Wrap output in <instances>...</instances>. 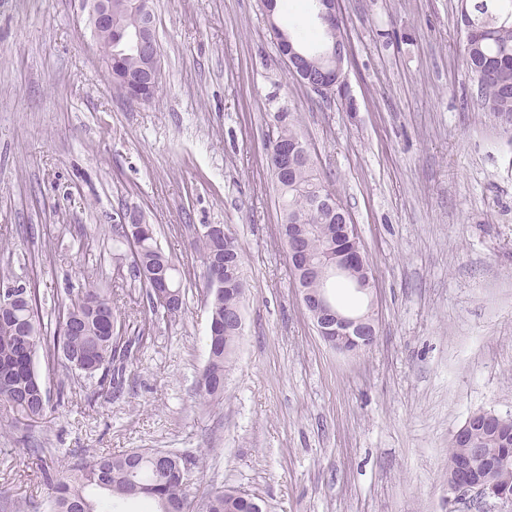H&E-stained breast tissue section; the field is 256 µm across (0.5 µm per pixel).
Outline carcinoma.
I'll return each instance as SVG.
<instances>
[{
    "instance_id": "obj_1",
    "label": "carcinoma",
    "mask_w": 512,
    "mask_h": 512,
    "mask_svg": "<svg viewBox=\"0 0 512 512\" xmlns=\"http://www.w3.org/2000/svg\"><path fill=\"white\" fill-rule=\"evenodd\" d=\"M474 34L462 41V58L476 83V99L482 110L497 117L512 128V0H483L473 10ZM295 47L309 59L313 70L326 69L329 62L317 57L322 48L323 34L314 29L301 36L288 35ZM300 137L297 119L291 114L278 118L276 130L268 135L267 153L275 152L280 142ZM281 199V225L336 224L345 213L335 202L338 214L314 205L315 192L331 194L316 166L301 165L292 171L274 175ZM125 250L119 254V267L127 268L134 280L145 290L149 310L156 314L151 294L153 278L144 270L155 267L176 282L180 302L166 317L175 319L185 311V288L174 259L167 255L157 240L130 242L128 234L121 235ZM203 261L217 256L241 277L243 255L233 234L223 241L218 252L211 239H201ZM241 310L238 296L215 290L212 293L210 319L224 326L226 316ZM41 300L38 291L27 289L14 310L0 314V404L17 413V422L36 423L42 419L50 403L49 394L34 368L37 356L46 367L61 364L75 378L93 377L102 373L101 381L109 375H120L131 362L144 340L145 329L127 335L128 326L112 307L110 295L87 280L84 287L58 305L56 325L51 328L40 319ZM240 333L225 330L221 336L208 337V359L198 388L207 401L224 397L225 371L235 353ZM477 446L489 454L512 452V436L504 432L499 438L483 434L475 437ZM42 449H31V455L41 462L50 496L45 504L35 508L45 512H112L117 501L140 500L155 506L154 512H192V493L184 475L185 464L196 461L177 449L132 448L118 454L94 456L70 474H59L42 460ZM256 497L236 489H221L209 494L206 512H255Z\"/></svg>"
}]
</instances>
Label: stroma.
<instances>
[{"instance_id":"stroma-1","label":"stroma","mask_w":512,"mask_h":512,"mask_svg":"<svg viewBox=\"0 0 512 512\" xmlns=\"http://www.w3.org/2000/svg\"><path fill=\"white\" fill-rule=\"evenodd\" d=\"M460 0H340L349 42L335 97L292 79L261 0H153L162 80L148 103L112 85L79 0H0V263L44 317L86 275L150 336L121 393L43 374L34 425L0 405V512L46 501L32 448H176L196 501L233 487L267 512H495L448 500V445L475 411L512 418V135L478 106ZM291 112L375 276L377 342L318 336L279 238L265 143ZM141 212L181 271L177 319L116 281L122 216ZM243 254L244 329L224 398L197 392L211 295L206 225Z\"/></svg>"}]
</instances>
